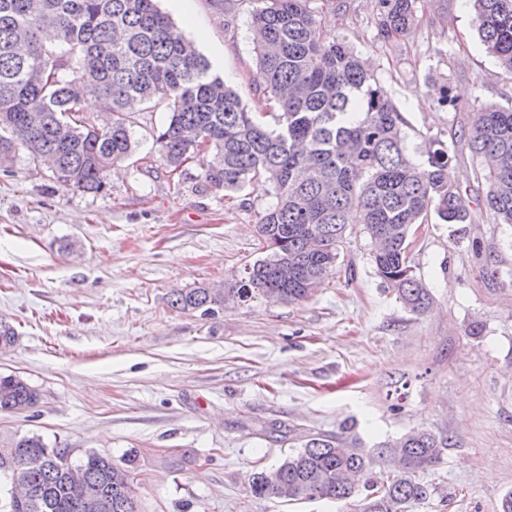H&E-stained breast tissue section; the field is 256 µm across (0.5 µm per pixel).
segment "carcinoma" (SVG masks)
Here are the masks:
<instances>
[{"instance_id":"1","label":"carcinoma","mask_w":512,"mask_h":512,"mask_svg":"<svg viewBox=\"0 0 512 512\" xmlns=\"http://www.w3.org/2000/svg\"><path fill=\"white\" fill-rule=\"evenodd\" d=\"M259 2L251 24L260 37L255 53L271 125L264 113L247 110L191 41L173 37L156 0H0V165L21 150L35 160L52 156L60 183L100 193L107 172L137 147L129 106H162L167 120L155 142L171 172L210 151V186L238 193L263 179L273 195L257 225L266 255L225 288L172 291L171 308L205 317L228 299L302 301L336 263L349 226L360 224L374 246L377 275L406 309L424 312L431 294L409 265L412 232L432 215L440 224L469 218L450 148L431 140L421 159L411 154L401 113L379 78L354 50L324 35L310 0ZM417 2L379 0L381 32L413 25ZM471 2L485 51L512 76V0ZM47 15L59 53L41 39ZM88 95L111 126L97 128L82 113ZM465 135L496 223L511 226L512 107L481 106ZM40 399L26 379L0 375V413ZM449 447V438L431 430L388 441L381 463L391 458L396 466L377 481L362 449L339 435H318L279 466L255 471L249 492L342 501L364 489L359 512H405L430 497L421 476ZM71 452L36 435L0 439V475L40 492L37 499L0 502V512H139L129 473L136 458L121 466L93 453L63 463Z\"/></svg>"}]
</instances>
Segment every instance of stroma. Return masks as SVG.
<instances>
[{
	"mask_svg": "<svg viewBox=\"0 0 512 512\" xmlns=\"http://www.w3.org/2000/svg\"><path fill=\"white\" fill-rule=\"evenodd\" d=\"M255 6L158 0L260 112ZM311 6L327 36L374 67L410 149L436 137L454 156L469 219H429L409 248L429 309L402 306L358 228L303 301H235L210 317L169 307L173 290L233 282L263 257L257 224L273 196L253 184L225 197L204 180L208 151L170 173L154 141L167 113L141 105L130 112L138 146L101 193L64 187L24 152L0 167V320L18 333L0 373L41 393L0 414V436L34 434L78 458L134 455L139 512H354L350 501L257 498L249 478L318 434L373 456L428 429L452 446L409 512H499L512 492V227L494 223L460 130L481 105L511 104L512 78L486 54L470 0H420L415 25L391 37L377 0Z\"/></svg>",
	"mask_w": 512,
	"mask_h": 512,
	"instance_id": "1",
	"label": "stroma"
}]
</instances>
